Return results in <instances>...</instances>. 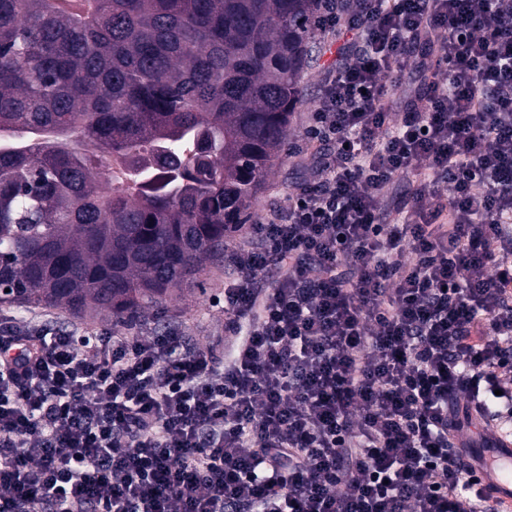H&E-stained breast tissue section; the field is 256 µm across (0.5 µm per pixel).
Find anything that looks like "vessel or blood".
I'll use <instances>...</instances> for the list:
<instances>
[{"mask_svg":"<svg viewBox=\"0 0 512 512\" xmlns=\"http://www.w3.org/2000/svg\"><path fill=\"white\" fill-rule=\"evenodd\" d=\"M475 471L497 512H512V440L495 438L491 447L476 451Z\"/></svg>","mask_w":512,"mask_h":512,"instance_id":"b4317fda","label":"vessel or blood"}]
</instances>
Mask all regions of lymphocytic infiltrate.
<instances>
[{"instance_id": "1", "label": "lymphocytic infiltrate", "mask_w": 512, "mask_h": 512, "mask_svg": "<svg viewBox=\"0 0 512 512\" xmlns=\"http://www.w3.org/2000/svg\"><path fill=\"white\" fill-rule=\"evenodd\" d=\"M315 25L306 180L226 241L223 338L0 320V512H492L464 451L512 427V0ZM386 85L388 88L389 94H394V96H399L402 94L403 90L408 88L410 85L413 89L419 86V81L416 79L415 72L408 65L403 68L401 71L395 72L391 74L386 79Z\"/></svg>"}]
</instances>
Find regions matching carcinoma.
<instances>
[{
	"mask_svg": "<svg viewBox=\"0 0 512 512\" xmlns=\"http://www.w3.org/2000/svg\"><path fill=\"white\" fill-rule=\"evenodd\" d=\"M316 0H0V294L137 318L282 160Z\"/></svg>",
	"mask_w": 512,
	"mask_h": 512,
	"instance_id": "cac0c4a2",
	"label": "carcinoma"
}]
</instances>
